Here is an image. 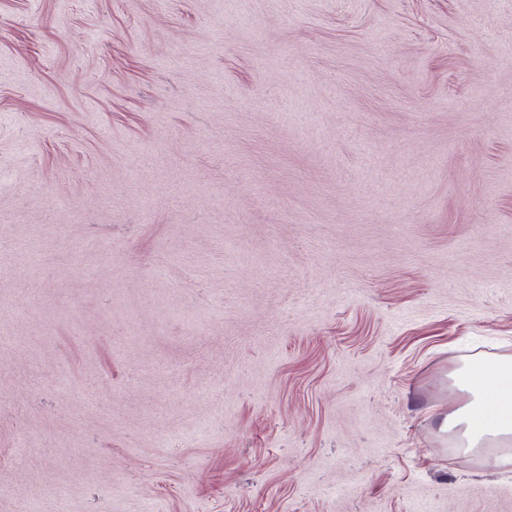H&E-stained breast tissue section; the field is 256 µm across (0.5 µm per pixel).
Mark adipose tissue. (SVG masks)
Segmentation results:
<instances>
[{"instance_id": "1", "label": "adipose tissue", "mask_w": 512, "mask_h": 512, "mask_svg": "<svg viewBox=\"0 0 512 512\" xmlns=\"http://www.w3.org/2000/svg\"><path fill=\"white\" fill-rule=\"evenodd\" d=\"M462 394L460 406L441 422L456 431L461 447L481 448L490 443H512V355L477 358L451 375Z\"/></svg>"}]
</instances>
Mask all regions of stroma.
<instances>
[{
  "label": "stroma",
  "mask_w": 512,
  "mask_h": 512,
  "mask_svg": "<svg viewBox=\"0 0 512 512\" xmlns=\"http://www.w3.org/2000/svg\"><path fill=\"white\" fill-rule=\"evenodd\" d=\"M507 353L512 0H0V512H512ZM463 402L448 413L440 429H456L461 448L512 443V355L477 358L451 375Z\"/></svg>",
  "instance_id": "obj_1"
}]
</instances>
